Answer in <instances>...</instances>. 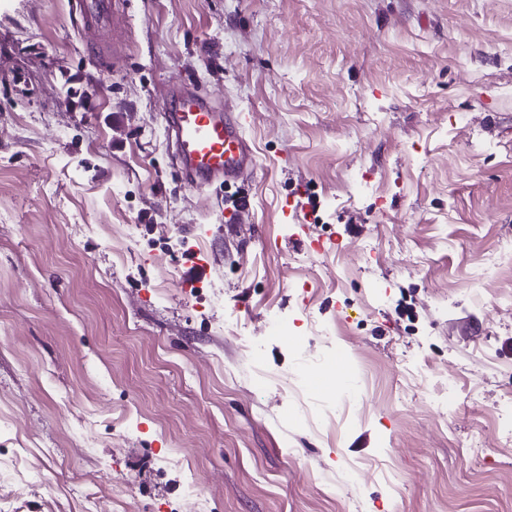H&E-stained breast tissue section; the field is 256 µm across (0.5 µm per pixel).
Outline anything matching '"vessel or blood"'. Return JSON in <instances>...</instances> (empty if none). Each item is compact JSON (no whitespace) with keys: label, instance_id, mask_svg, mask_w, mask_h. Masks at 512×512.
<instances>
[{"label":"vessel or blood","instance_id":"obj_1","mask_svg":"<svg viewBox=\"0 0 512 512\" xmlns=\"http://www.w3.org/2000/svg\"><path fill=\"white\" fill-rule=\"evenodd\" d=\"M83 21L106 23L115 0H78ZM166 128L175 142L177 161L189 186L230 183L241 170L254 166L252 149L239 119L185 90L171 97Z\"/></svg>","mask_w":512,"mask_h":512}]
</instances>
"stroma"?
<instances>
[{
    "mask_svg": "<svg viewBox=\"0 0 512 512\" xmlns=\"http://www.w3.org/2000/svg\"><path fill=\"white\" fill-rule=\"evenodd\" d=\"M74 2L0 0V512H512V265L476 279L512 247V0ZM177 84L241 117L233 185L185 184ZM272 311L364 402L280 338L246 363ZM80 16L83 21H94L98 24L106 23L119 0H78Z\"/></svg>",
    "mask_w": 512,
    "mask_h": 512,
    "instance_id": "obj_1",
    "label": "stroma"
}]
</instances>
